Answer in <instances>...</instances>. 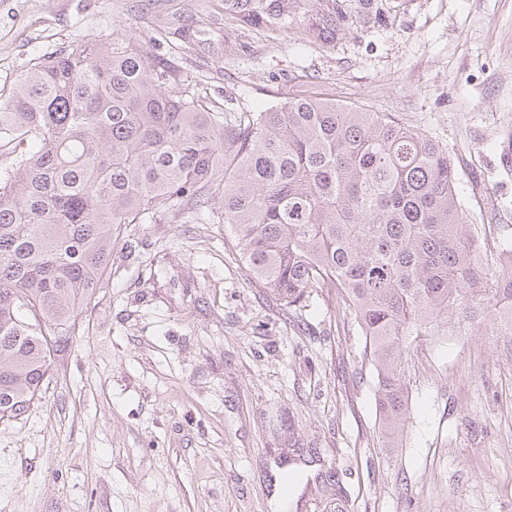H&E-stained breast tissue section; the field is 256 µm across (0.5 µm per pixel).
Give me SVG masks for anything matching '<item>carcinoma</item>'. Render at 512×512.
<instances>
[{"label":"carcinoma","instance_id":"1","mask_svg":"<svg viewBox=\"0 0 512 512\" xmlns=\"http://www.w3.org/2000/svg\"><path fill=\"white\" fill-rule=\"evenodd\" d=\"M239 26L282 27L288 0H228ZM374 0H322L334 33ZM128 40L36 59L0 103V420L28 411L79 334L122 225L194 209L224 225L254 281L290 311L333 288L365 336L387 448L409 412L412 337L493 317L512 336V250L480 259L448 148L390 112L294 95L215 111ZM223 212L206 217L211 190Z\"/></svg>","mask_w":512,"mask_h":512}]
</instances>
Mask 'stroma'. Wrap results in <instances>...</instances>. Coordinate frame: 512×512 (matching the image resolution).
<instances>
[{"instance_id": "1", "label": "stroma", "mask_w": 512, "mask_h": 512, "mask_svg": "<svg viewBox=\"0 0 512 512\" xmlns=\"http://www.w3.org/2000/svg\"><path fill=\"white\" fill-rule=\"evenodd\" d=\"M324 40L318 0L242 28L224 0H0V93L38 57L125 38L223 109L302 94L392 112L445 145L486 263L512 249V0H382ZM336 294L289 314L220 224H127L47 385L0 421V512H512V337L403 353L383 447L365 338Z\"/></svg>"}]
</instances>
